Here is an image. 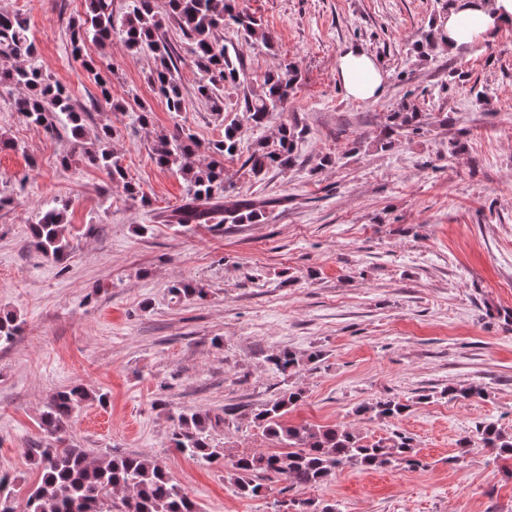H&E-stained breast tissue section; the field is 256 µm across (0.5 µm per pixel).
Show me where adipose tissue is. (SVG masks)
I'll return each instance as SVG.
<instances>
[{
	"mask_svg": "<svg viewBox=\"0 0 512 512\" xmlns=\"http://www.w3.org/2000/svg\"><path fill=\"white\" fill-rule=\"evenodd\" d=\"M512 25V0H457L440 22L442 41L450 52L466 54L477 42ZM338 75L348 95L357 100L377 98L384 76L372 56L352 46L338 58Z\"/></svg>",
	"mask_w": 512,
	"mask_h": 512,
	"instance_id": "adipose-tissue-1",
	"label": "adipose tissue"
}]
</instances>
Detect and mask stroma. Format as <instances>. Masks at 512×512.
I'll return each mask as SVG.
<instances>
[{"label": "stroma", "mask_w": 512, "mask_h": 512, "mask_svg": "<svg viewBox=\"0 0 512 512\" xmlns=\"http://www.w3.org/2000/svg\"><path fill=\"white\" fill-rule=\"evenodd\" d=\"M275 37L273 50L242 49L248 84L280 62H297L299 82L282 121L305 130L298 161L264 179L242 164L277 126L242 127L238 155L224 167L241 195L266 201L255 224L184 229L165 217L181 205L185 182L157 167V134L174 123L204 142L241 118L240 92L223 116L195 96L188 43L156 0L163 30L177 46L186 110L167 112L148 81L151 62L135 60L120 38L86 44L74 56L69 22L84 0H0L26 18L38 63L85 107L87 134L114 129L112 147L149 198L133 203L83 161L62 165L70 134L56 137L15 112V90L0 89V312L22 331L0 349V472L16 479L17 504L40 474L26 454L48 443L41 413L56 391L79 385L93 398L73 425L90 459L111 453L161 461L199 512H286L294 499L337 512H512V459L462 449L476 423L512 432V27L487 49L455 55L415 45L453 9L452 0H239ZM349 45L380 66L379 97L355 100L337 60ZM111 63L112 100L89 71ZM414 105L429 119L420 134L381 150L387 112ZM151 123L135 120L139 106ZM65 207L71 247L46 260L29 226ZM203 298L175 295L180 280ZM296 353V373L270 357ZM323 355L307 363L310 352ZM304 392L293 424L344 425L371 440L404 432L419 466L346 467L314 488L268 480L263 496L237 493L223 461L190 459L173 445L186 409L223 416L211 431L226 455L271 453L253 422L256 409L287 388ZM105 402H98V394ZM394 397L397 419L356 415V406Z\"/></svg>", "instance_id": "1"}]
</instances>
